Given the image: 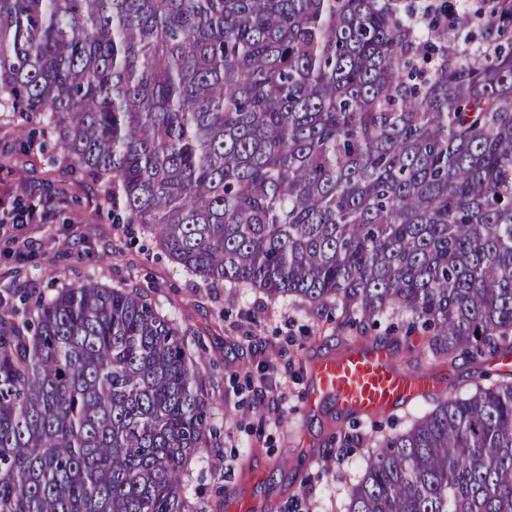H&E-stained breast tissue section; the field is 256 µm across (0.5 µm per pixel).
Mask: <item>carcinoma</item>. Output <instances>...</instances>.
<instances>
[{
  "instance_id": "1",
  "label": "carcinoma",
  "mask_w": 512,
  "mask_h": 512,
  "mask_svg": "<svg viewBox=\"0 0 512 512\" xmlns=\"http://www.w3.org/2000/svg\"><path fill=\"white\" fill-rule=\"evenodd\" d=\"M0 112L208 286L512 355V0H0ZM433 402L344 512H512V371ZM210 419L141 290L0 291V512H197Z\"/></svg>"
}]
</instances>
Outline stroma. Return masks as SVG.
<instances>
[{
    "mask_svg": "<svg viewBox=\"0 0 512 512\" xmlns=\"http://www.w3.org/2000/svg\"><path fill=\"white\" fill-rule=\"evenodd\" d=\"M19 118L0 117V213L18 202L35 211L29 224L0 229V290L29 286L53 295L57 283L95 279L139 288L199 349L220 436L190 465L185 495L200 512H232L241 493L272 512H343L360 478L368 445L343 449L346 421L335 400L307 411L309 367L344 345L385 350L403 372L434 371L443 388L464 393L481 363L417 358L419 336L391 328L389 318L362 330L336 310L310 312L247 288H212L177 271L134 224H114L112 204L92 178L72 172L55 152H20ZM282 392L280 415L254 410L253 384ZM268 478L246 484L244 471Z\"/></svg>",
    "mask_w": 512,
    "mask_h": 512,
    "instance_id": "obj_1",
    "label": "stroma"
}]
</instances>
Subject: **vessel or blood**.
Here are the masks:
<instances>
[{"instance_id": "obj_1", "label": "vessel or blood", "mask_w": 512, "mask_h": 512, "mask_svg": "<svg viewBox=\"0 0 512 512\" xmlns=\"http://www.w3.org/2000/svg\"><path fill=\"white\" fill-rule=\"evenodd\" d=\"M436 379L432 372L417 377L399 373L384 350L362 345L314 363L307 403L313 407L331 397L340 408L378 416L399 402L413 400Z\"/></svg>"}]
</instances>
